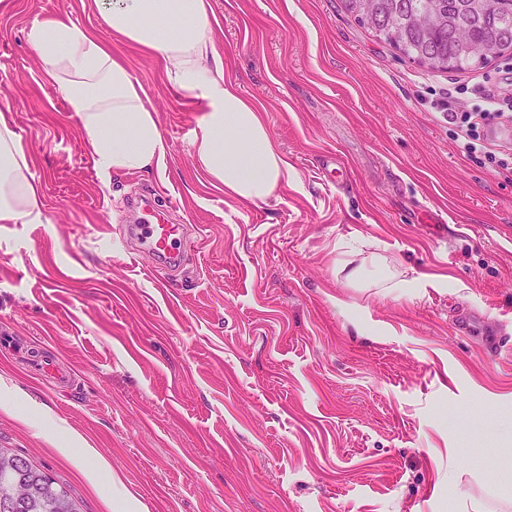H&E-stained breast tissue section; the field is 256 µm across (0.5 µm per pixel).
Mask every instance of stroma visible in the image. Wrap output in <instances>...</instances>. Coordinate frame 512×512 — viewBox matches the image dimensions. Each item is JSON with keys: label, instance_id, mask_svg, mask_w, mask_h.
<instances>
[{"label": "stroma", "instance_id": "1", "mask_svg": "<svg viewBox=\"0 0 512 512\" xmlns=\"http://www.w3.org/2000/svg\"><path fill=\"white\" fill-rule=\"evenodd\" d=\"M210 2L228 75L298 175L264 203L196 165L199 112L129 46L169 151L103 175L26 37L59 14L110 40L94 0H0V108L43 211L0 224V447L83 512L108 510L62 430L142 512H512V173L461 157L435 107L487 77L511 95L512 74L500 59L429 71L341 0ZM331 157L345 165L332 184ZM150 193L196 227L166 284L114 232ZM375 255L390 282L368 275ZM40 356L69 387L28 372Z\"/></svg>", "mask_w": 512, "mask_h": 512}]
</instances>
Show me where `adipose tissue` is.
<instances>
[{
	"label": "adipose tissue",
	"instance_id": "adipose-tissue-1",
	"mask_svg": "<svg viewBox=\"0 0 512 512\" xmlns=\"http://www.w3.org/2000/svg\"><path fill=\"white\" fill-rule=\"evenodd\" d=\"M95 6L113 38L163 61L175 93L187 104H203L193 157L225 195L265 202L294 181L296 173L260 109L226 74L208 0H95ZM27 41L77 115L103 174L144 171L162 162L169 145L123 58L90 30L61 17L34 23ZM30 165L8 112L0 110V224L41 223ZM88 477L109 489L112 512H139L108 460L94 457Z\"/></svg>",
	"mask_w": 512,
	"mask_h": 512
}]
</instances>
